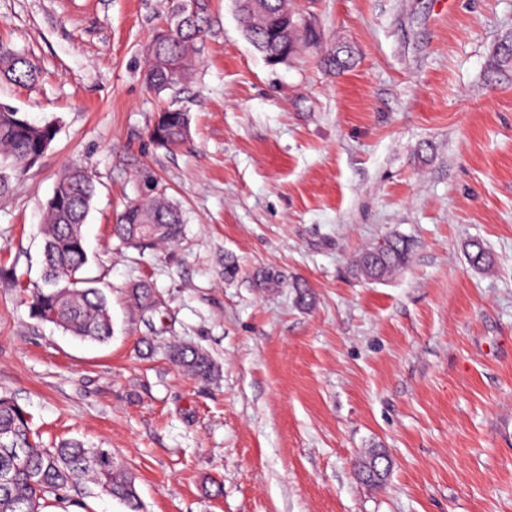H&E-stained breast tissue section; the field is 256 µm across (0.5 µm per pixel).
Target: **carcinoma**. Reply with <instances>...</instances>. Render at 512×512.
I'll return each instance as SVG.
<instances>
[{"mask_svg": "<svg viewBox=\"0 0 512 512\" xmlns=\"http://www.w3.org/2000/svg\"><path fill=\"white\" fill-rule=\"evenodd\" d=\"M281 0H238L239 23L246 38L265 56L291 46L297 51L305 37L292 41L274 35ZM209 25L208 6L201 10L179 34L158 42L147 54L144 79L156 93L170 90L191 71L190 52L203 39ZM0 77L12 82L33 84L39 71L22 52L0 46ZM186 114L175 110L158 113L150 137L164 147L185 143L182 133ZM56 135L52 122L36 124L9 108L0 106V195L7 193L12 180L24 176L46 152ZM96 186L81 167L69 165L59 175L52 195L44 205L43 283L30 291L32 314L72 335L97 342L112 337V321L105 293L82 276L88 263L82 226L91 210ZM116 232L127 243L148 248L176 240L182 233V217L177 206L159 195L146 202H132L120 214ZM411 244L401 236L386 238V248H368L352 261L355 273L377 280L403 269L409 262ZM468 263L477 269L492 265L485 245L473 240L467 248ZM136 305L145 311L155 306L154 289L141 282L131 288ZM169 357L187 376L210 380L218 372L209 353L201 346L179 342L170 346ZM384 458L374 453L358 463V475L371 484H382L388 470L378 467ZM11 469L8 480L0 478V512H42L50 502L67 507L74 504L70 491L96 487L118 500L128 512H140L135 477L123 469L109 448H93L78 439L44 448L36 440L28 412L13 397L0 395V472Z\"/></svg>", "mask_w": 512, "mask_h": 512, "instance_id": "cac0c4a2", "label": "carcinoma"}]
</instances>
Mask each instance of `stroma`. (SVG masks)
I'll use <instances>...</instances> for the list:
<instances>
[{
    "label": "stroma",
    "mask_w": 512,
    "mask_h": 512,
    "mask_svg": "<svg viewBox=\"0 0 512 512\" xmlns=\"http://www.w3.org/2000/svg\"><path fill=\"white\" fill-rule=\"evenodd\" d=\"M291 5L318 39L272 65L234 0H209L189 78L157 94L144 46L170 0H0V43L40 70L0 79V104L57 127L0 196V266L16 271L0 278V394L44 446L111 449L142 512H512V62L496 55L512 0ZM168 108L189 117L177 148L150 137ZM70 164L97 187L84 274L109 300L105 343L29 307L43 207ZM155 192L180 206L181 239L122 242L117 215ZM394 234L408 266L354 275ZM475 239L490 270L467 262ZM261 269L287 287L257 288ZM141 280L156 313L130 296ZM175 339L218 375L183 376ZM375 450L380 487L357 470Z\"/></svg>",
    "instance_id": "obj_1"
}]
</instances>
